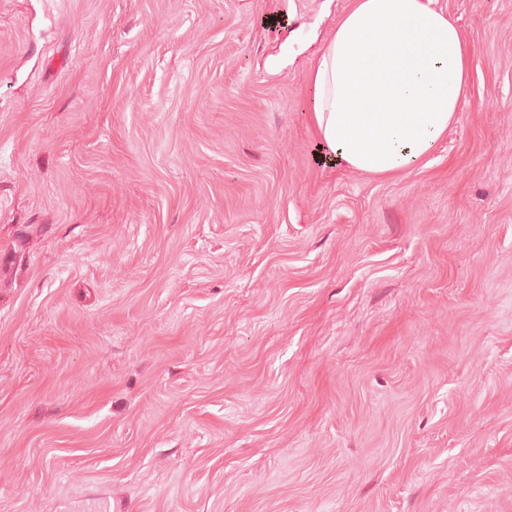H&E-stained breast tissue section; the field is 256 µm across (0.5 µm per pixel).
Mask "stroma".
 <instances>
[{
    "label": "stroma",
    "mask_w": 512,
    "mask_h": 512,
    "mask_svg": "<svg viewBox=\"0 0 512 512\" xmlns=\"http://www.w3.org/2000/svg\"><path fill=\"white\" fill-rule=\"evenodd\" d=\"M392 180L315 157L348 0H0V512H512V0Z\"/></svg>",
    "instance_id": "1"
}]
</instances>
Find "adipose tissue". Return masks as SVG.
Here are the masks:
<instances>
[{"label":"adipose tissue","mask_w":512,"mask_h":512,"mask_svg":"<svg viewBox=\"0 0 512 512\" xmlns=\"http://www.w3.org/2000/svg\"><path fill=\"white\" fill-rule=\"evenodd\" d=\"M473 65L433 0H350L308 75L320 161L392 178L455 124Z\"/></svg>","instance_id":"ef3b65f1"}]
</instances>
